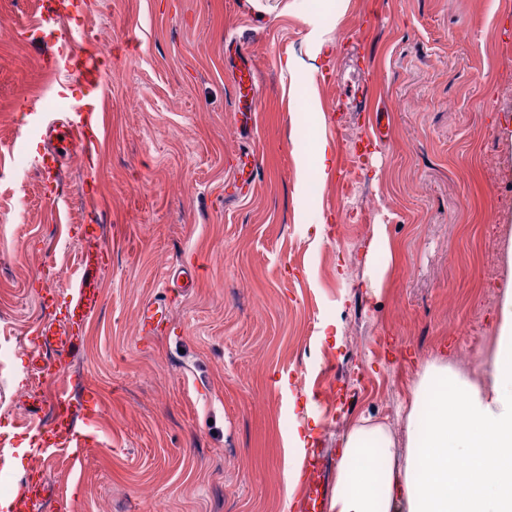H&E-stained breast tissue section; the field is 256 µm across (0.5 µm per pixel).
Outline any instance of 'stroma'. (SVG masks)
Returning <instances> with one entry per match:
<instances>
[{"instance_id": "35a3bbf8", "label": "stroma", "mask_w": 512, "mask_h": 512, "mask_svg": "<svg viewBox=\"0 0 512 512\" xmlns=\"http://www.w3.org/2000/svg\"><path fill=\"white\" fill-rule=\"evenodd\" d=\"M45 3L0 0V167L26 164L0 185V500L31 471L24 350L65 308L41 305L44 290L81 275L84 224L100 225L112 264L64 380L94 391L99 412L76 422L92 447L48 467L47 512H152L156 499L165 512H290L294 423L320 440L329 493L360 418L404 450L426 363L489 379L512 280V0H65L68 37L112 55L110 125L93 163L67 157L57 185L37 170L29 104L87 90L42 72L51 26L15 30ZM313 14L337 36L329 53L310 44ZM244 56L259 88L248 107ZM365 73L384 136L351 196L332 174L302 205L297 161L316 135L335 161L364 132L365 114L337 103ZM313 95L318 129L303 118ZM376 224L393 251L381 277L366 254ZM155 298L172 331L144 341L137 313ZM330 321L339 336L324 335Z\"/></svg>"}]
</instances>
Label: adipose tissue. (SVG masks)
<instances>
[{"label": "adipose tissue", "instance_id": "ef3b65f1", "mask_svg": "<svg viewBox=\"0 0 512 512\" xmlns=\"http://www.w3.org/2000/svg\"><path fill=\"white\" fill-rule=\"evenodd\" d=\"M491 356V381L427 363L407 411L404 454L386 424L359 420L345 434L327 512H512V281Z\"/></svg>", "mask_w": 512, "mask_h": 512}]
</instances>
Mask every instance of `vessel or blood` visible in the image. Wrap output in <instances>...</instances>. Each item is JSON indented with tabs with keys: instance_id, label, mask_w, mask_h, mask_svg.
<instances>
[{
	"instance_id": "b4317fda",
	"label": "vessel or blood",
	"mask_w": 512,
	"mask_h": 512,
	"mask_svg": "<svg viewBox=\"0 0 512 512\" xmlns=\"http://www.w3.org/2000/svg\"><path fill=\"white\" fill-rule=\"evenodd\" d=\"M40 62L49 79H56L64 71L88 87L99 89L103 86L104 70L98 58L79 46L46 43ZM347 104L368 116L363 147L380 141L384 125L376 103L375 82L368 80L351 86ZM30 115L42 146L40 167L47 177L58 178L64 150L76 148L89 158L96 155L104 129L100 101L76 102L62 112L34 109ZM111 259L110 247L98 246L87 250L80 258L82 275L69 289L65 328L57 329L49 321L33 327L26 358L34 384L24 399L33 413L49 415L42 429L44 453H54L64 446L83 448L87 445L84 435L74 432V413L66 390L55 387L54 382L72 355L80 349L88 321L103 305V276L111 265ZM168 330V320L160 304L152 300L144 303L139 317L141 336L150 337ZM48 347L54 351L50 359L43 355ZM322 485L323 471L319 465H312L304 474V483L291 505V512H318ZM49 493L50 481L42 477L24 483L16 500L23 503L28 512H39Z\"/></svg>"
}]
</instances>
